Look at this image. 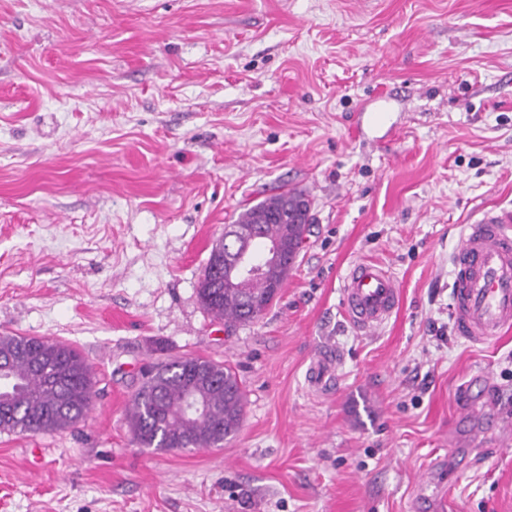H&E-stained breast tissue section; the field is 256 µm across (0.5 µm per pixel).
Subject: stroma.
<instances>
[{"label": "stroma", "mask_w": 512, "mask_h": 512, "mask_svg": "<svg viewBox=\"0 0 512 512\" xmlns=\"http://www.w3.org/2000/svg\"><path fill=\"white\" fill-rule=\"evenodd\" d=\"M284 190L312 202L303 247L225 327L211 246ZM487 211L512 216V0H0V334L70 343L95 381L73 427L0 434V512H512V334L449 316ZM363 260L401 294L369 335L341 305ZM184 356L232 366L241 428L139 447L129 401ZM488 399L500 419L467 414ZM339 361L340 356L337 349L336 353L329 350L320 354L313 363V366L309 368V382L318 389L333 388L339 382V375L337 374Z\"/></svg>", "instance_id": "obj_1"}]
</instances>
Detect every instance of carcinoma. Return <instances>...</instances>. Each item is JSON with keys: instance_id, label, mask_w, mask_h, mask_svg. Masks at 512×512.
<instances>
[{"instance_id": "1", "label": "carcinoma", "mask_w": 512, "mask_h": 512, "mask_svg": "<svg viewBox=\"0 0 512 512\" xmlns=\"http://www.w3.org/2000/svg\"><path fill=\"white\" fill-rule=\"evenodd\" d=\"M285 191L240 213L231 227L267 242H301L306 225L273 219ZM258 271L243 285L197 289L204 310L226 326L256 321L279 295ZM193 395L204 412L184 409ZM93 401L91 365L75 348L28 336L0 335V433H53L82 419ZM246 396L233 368L199 356L175 358L154 366L132 395L126 422L144 448L182 451L219 447L242 423Z\"/></svg>"}]
</instances>
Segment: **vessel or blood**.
Returning a JSON list of instances; mask_svg holds the SVG:
<instances>
[{
    "label": "vessel or blood",
    "instance_id": "b4317fda",
    "mask_svg": "<svg viewBox=\"0 0 512 512\" xmlns=\"http://www.w3.org/2000/svg\"><path fill=\"white\" fill-rule=\"evenodd\" d=\"M452 324L455 334L472 344H488L512 329V225L486 214L465 225L452 257ZM400 298L395 278L382 265L355 264L345 276L342 301L354 327L368 333L393 314ZM340 356L327 351L310 368V382L319 389L339 382Z\"/></svg>",
    "mask_w": 512,
    "mask_h": 512
}]
</instances>
